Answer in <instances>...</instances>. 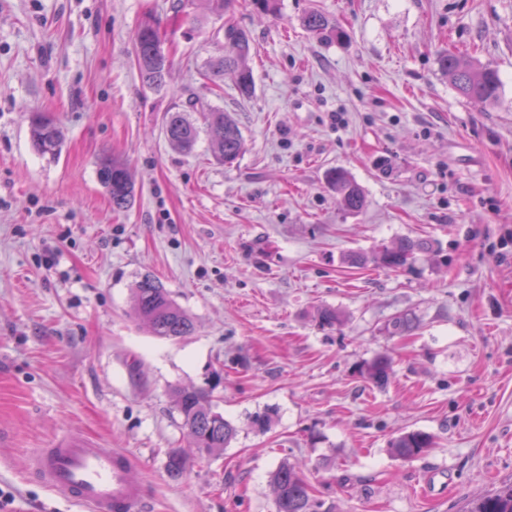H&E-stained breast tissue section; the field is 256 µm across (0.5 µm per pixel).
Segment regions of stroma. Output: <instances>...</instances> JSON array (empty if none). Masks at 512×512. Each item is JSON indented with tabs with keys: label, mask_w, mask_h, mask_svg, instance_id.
<instances>
[{
	"label": "stroma",
	"mask_w": 512,
	"mask_h": 512,
	"mask_svg": "<svg viewBox=\"0 0 512 512\" xmlns=\"http://www.w3.org/2000/svg\"><path fill=\"white\" fill-rule=\"evenodd\" d=\"M0 0V512H88L31 474L64 434L123 450L139 512H276L270 475L299 467L320 512H469L512 481V0H280L249 30L255 89L221 94L200 72L224 43L203 0ZM319 9L341 38L301 25ZM165 26L164 89L141 81L134 36ZM450 50L497 69L495 102L463 98L439 69ZM217 107L245 153L217 163L207 136L185 154L165 113ZM63 132L40 156L28 116ZM114 155L136 183L114 210L97 177ZM362 189L348 211L326 173ZM428 240L411 268L348 255ZM151 274L195 321L180 340L130 314ZM342 322L320 327L318 306ZM407 316L409 331L388 330ZM385 355L377 386L361 367ZM237 429L177 479L186 444L170 389L207 386ZM271 425H251L258 413ZM423 430L409 461L389 442Z\"/></svg>",
	"instance_id": "35a3bbf8"
}]
</instances>
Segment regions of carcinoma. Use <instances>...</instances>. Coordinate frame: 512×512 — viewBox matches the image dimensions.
<instances>
[{
	"mask_svg": "<svg viewBox=\"0 0 512 512\" xmlns=\"http://www.w3.org/2000/svg\"><path fill=\"white\" fill-rule=\"evenodd\" d=\"M303 27L319 41L336 40L339 31L336 21L320 10H313L301 19ZM224 48L210 59L200 75L214 81L230 74L239 93L249 96L255 82L249 60L252 46L247 30L232 19L224 23ZM135 63L142 82L148 87L161 90L166 86L169 73V58L163 43L149 33L135 35ZM440 70L448 76L454 88L466 99L490 104L499 94L501 79L498 71L489 65L476 66L462 57L443 52L438 58ZM203 124L210 139L214 159L222 164L236 161L245 150V141L237 122L221 110L207 108L202 113ZM166 140L184 151L194 150L200 135V127L187 117L185 111L166 113L163 121ZM29 135L33 148L41 155L55 159L62 150V132L56 121L42 113L30 116ZM98 180L106 189L115 210H126L135 200V182L128 165L114 157L101 159L97 170ZM328 182L341 195L350 211H360L365 206L361 188L347 172L334 168L327 174ZM428 249V244L408 238L390 248L376 250L369 255L354 254L349 264L397 270L412 264L415 254ZM132 312L144 322L152 334L164 339L177 340L194 333L192 317L174 300L163 283L150 274H145L132 289ZM317 321L322 327H334L341 322L340 314L329 306L316 311ZM390 369L389 359L379 356L366 365L363 376L379 386L387 383ZM221 384V377L207 387L172 388L175 406L188 431L189 448H173L169 451L166 470L177 478L184 474L196 455L220 454L236 437V428L215 409L214 391ZM434 444V437L424 431L406 432L389 443L394 456L402 460L413 459L426 452ZM276 493V512H318L319 504L311 495L305 476L294 466L284 462L273 475ZM470 512H512V483H504L476 503Z\"/></svg>",
	"mask_w": 512,
	"mask_h": 512,
	"instance_id": "carcinoma-1",
	"label": "carcinoma"
}]
</instances>
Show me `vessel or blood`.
Listing matches in <instances>:
<instances>
[{"instance_id":"1","label":"vessel or blood","mask_w":512,"mask_h":512,"mask_svg":"<svg viewBox=\"0 0 512 512\" xmlns=\"http://www.w3.org/2000/svg\"><path fill=\"white\" fill-rule=\"evenodd\" d=\"M130 467L122 451L76 435L40 450L32 460L45 488L82 502L89 512H137L142 488L130 479Z\"/></svg>"}]
</instances>
